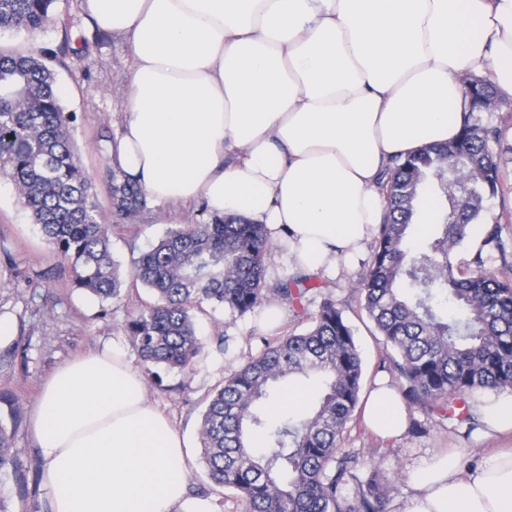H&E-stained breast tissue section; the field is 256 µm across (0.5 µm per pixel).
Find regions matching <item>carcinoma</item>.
Segmentation results:
<instances>
[{
	"label": "carcinoma",
	"instance_id": "cac0c4a2",
	"mask_svg": "<svg viewBox=\"0 0 512 512\" xmlns=\"http://www.w3.org/2000/svg\"><path fill=\"white\" fill-rule=\"evenodd\" d=\"M57 0H0V31L32 36L54 21ZM497 97L483 78L464 81L468 101L458 136L429 145L386 168L379 185L386 211L369 265L358 281L363 309L390 348L389 371L408 407L423 406L468 428L454 403L480 389L512 388V278L485 269L497 257L512 266V242L500 223L481 221L498 193L493 151L500 129L483 120L496 111L477 99ZM54 69L43 50L0 51V173H7L32 223L70 262L74 285L101 301L121 296L124 281L101 223L94 188L72 141ZM440 213L418 249L409 231L422 189ZM111 213L129 218L145 207L138 186L108 169ZM471 259L455 263L458 248ZM265 225L242 216L181 224L133 259L135 281L154 302L126 323L145 364L184 370L201 348L193 311L204 303L246 314L260 305L303 306L307 278L269 280ZM314 376L321 392L312 410L280 415L271 395L282 381ZM363 361L352 326L332 300L313 325L266 343L209 397L198 436L211 486L231 491L245 512H391L378 473L360 481L338 442L360 402ZM25 482L7 426L0 421V474ZM356 482L354 494L347 493Z\"/></svg>",
	"mask_w": 512,
	"mask_h": 512
}]
</instances>
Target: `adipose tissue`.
Here are the masks:
<instances>
[{
    "label": "adipose tissue",
    "instance_id": "1",
    "mask_svg": "<svg viewBox=\"0 0 512 512\" xmlns=\"http://www.w3.org/2000/svg\"><path fill=\"white\" fill-rule=\"evenodd\" d=\"M91 27L134 62L109 156L160 203L201 199L286 234L314 272L360 250L382 221L390 158L452 140L484 77L512 100V0H83ZM364 419L400 436L393 387ZM32 428L51 512H179L190 444L105 349L50 376ZM454 449L414 480L406 512H512V448L461 473Z\"/></svg>",
    "mask_w": 512,
    "mask_h": 512
}]
</instances>
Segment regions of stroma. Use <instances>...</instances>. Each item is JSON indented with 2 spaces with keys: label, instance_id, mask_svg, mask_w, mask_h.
Segmentation results:
<instances>
[{
  "label": "stroma",
  "instance_id": "stroma-1",
  "mask_svg": "<svg viewBox=\"0 0 512 512\" xmlns=\"http://www.w3.org/2000/svg\"><path fill=\"white\" fill-rule=\"evenodd\" d=\"M93 28L85 18L82 0H58L57 19L32 37L0 34V47L27 53L32 49L53 50L59 57L52 67L66 111L75 113L72 131L82 166L95 185L103 207L104 223L111 226L112 252L123 271L132 269V248L146 249L178 224L205 220L203 201L191 204L147 203L144 212L129 222L108 213L105 171L110 164L107 145L117 136L123 122L122 86L133 58L126 41L106 35L90 53L67 52L65 42L92 37ZM486 120L501 128V141L494 152L500 158L497 195L486 202V212L501 218L502 236L512 241V105L501 104ZM0 314L14 323V338L0 345V420L14 421L12 446L27 477L20 488L10 475L0 477V499L10 512H50L49 493L42 483V459L32 435L31 413L49 374L72 358L109 346L122 352L134 367L142 362L125 333V324L136 312L152 302V294L139 285H128L121 298L101 303L75 287L69 263L46 240L38 225L17 198L12 182L0 178ZM371 249L350 260L338 261L331 269L312 276L313 287L303 300L306 319H299L292 307L281 305L280 320L268 317L266 307L237 315L204 305L195 311L197 334L202 347L189 369L170 370L162 366L145 372L148 397L190 440H197L198 427L208 395L222 385L249 355L260 352L265 342L279 336L305 332L309 317L315 316L324 299H332L344 311L355 331L363 360V388L389 377L385 346L381 336L362 309L355 284L365 272ZM229 338L228 350H218L217 336ZM19 407L11 418V407ZM408 422L421 424V432L405 431L395 439H381L363 426L360 418L348 422L339 446L355 455V473L367 478L379 473L390 486L393 512H404L415 493L413 476L434 454L460 449L461 466L472 470L485 461V451L501 448L505 439L484 437V424L475 428L441 420L427 408H409ZM191 499L208 501L213 512H243L242 503L230 491L212 488L202 465H195L189 479Z\"/></svg>",
  "mask_w": 512,
  "mask_h": 512
}]
</instances>
